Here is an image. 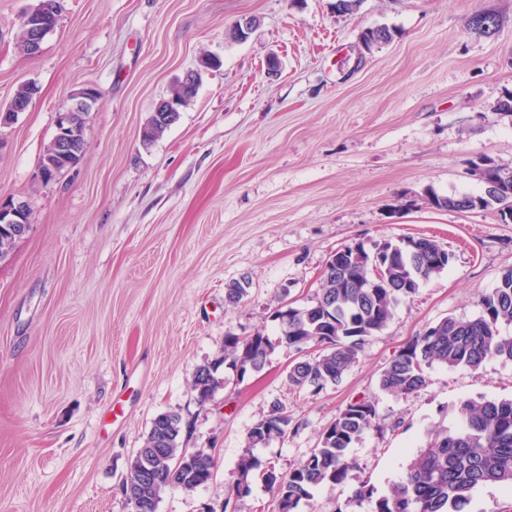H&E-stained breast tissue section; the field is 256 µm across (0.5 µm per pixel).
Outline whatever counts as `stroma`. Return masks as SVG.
<instances>
[{
    "mask_svg": "<svg viewBox=\"0 0 512 512\" xmlns=\"http://www.w3.org/2000/svg\"><path fill=\"white\" fill-rule=\"evenodd\" d=\"M40 0H0V107L39 88L0 130V197L25 201L28 235L0 265V512H131L121 481L152 420L175 411L187 445L206 448L212 479L163 495L158 512H223L252 452L251 492L235 512H277L265 467L291 471L317 448L347 403L374 400L376 426L348 450L342 485L314 489L299 512H372L360 484L388 493L436 426L455 425L467 398H512V361L439 364L407 396L379 389L382 369L428 327L482 312L483 294L512 268V223L496 209L428 205V191L479 193L469 169L485 159L512 171V0H63L38 55H21L20 18ZM496 15L497 32L470 34L468 17ZM247 40L230 38L243 17ZM394 39L357 63L363 31ZM281 70L269 75L266 61ZM220 68L201 69L203 57ZM194 98L151 144L142 130L186 71ZM93 86L79 162L39 174L56 117ZM428 237L447 270L400 302L361 342L342 379L290 389L297 353L279 341L276 307L314 304L321 275L344 246ZM246 295L225 301L230 283ZM261 332L264 367L218 369L199 404L192 379L224 354V338ZM281 403L291 424L249 447L253 424Z\"/></svg>",
    "mask_w": 512,
    "mask_h": 512,
    "instance_id": "obj_1",
    "label": "stroma"
}]
</instances>
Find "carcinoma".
Segmentation results:
<instances>
[{"instance_id": "obj_1", "label": "carcinoma", "mask_w": 512, "mask_h": 512, "mask_svg": "<svg viewBox=\"0 0 512 512\" xmlns=\"http://www.w3.org/2000/svg\"><path fill=\"white\" fill-rule=\"evenodd\" d=\"M497 18L486 12L472 14L467 30L491 36ZM392 39L386 27L370 28L362 34L365 49ZM74 157L56 156L46 147L40 165L64 171L76 163ZM429 203L444 210L498 208L501 199L483 193L440 196L430 194ZM346 263L330 262L324 271L314 304L288 306V319L279 323L280 341L304 351L319 349L294 360L287 373L288 384L318 390L339 382L354 363L363 338L380 332L392 318L395 306L415 295L420 286L443 273L448 252L435 240L428 247L414 249L404 241L387 243L371 253L364 244ZM483 314L472 320L445 317L414 337L380 374L379 386L386 393L407 396L426 384L425 369L433 364L446 367L479 368L486 360H512V336L501 333V324H512V268L504 270L497 286L481 299ZM273 345L261 332L252 336L229 335L224 339V367L237 373L261 370ZM216 365L200 366L192 387L204 404L215 392ZM458 426L432 431L426 448L409 459L400 480L388 494L375 500L373 512H469L473 493L486 485H512V399L480 397L460 402L456 408ZM373 401L348 403L322 431L318 448L286 475L274 467L265 480L277 499L278 512H297L322 484L346 481L354 462L347 451L376 420ZM290 419L280 403L250 430L248 443L256 446L267 439L285 436ZM187 424L178 412H165L153 419L143 446L137 449L122 481L127 502L158 505L169 490L193 491L213 476L214 459L204 448H187L183 435ZM154 466L149 479L143 467ZM258 466L250 455L241 456L239 478L228 492L224 512L234 510V501L250 493L248 476Z\"/></svg>"}]
</instances>
